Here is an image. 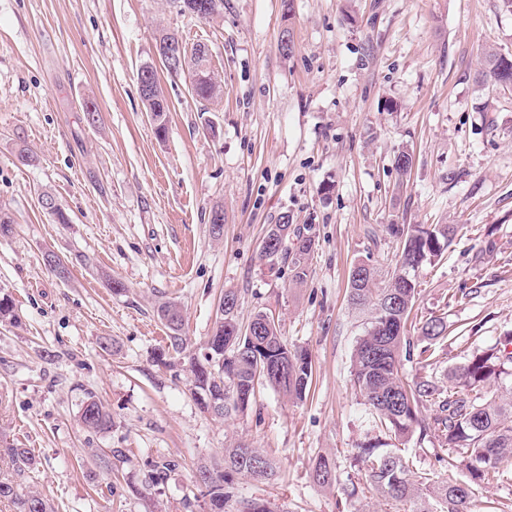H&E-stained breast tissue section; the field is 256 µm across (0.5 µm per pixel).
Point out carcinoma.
Instances as JSON below:
<instances>
[{"mask_svg":"<svg viewBox=\"0 0 512 512\" xmlns=\"http://www.w3.org/2000/svg\"><path fill=\"white\" fill-rule=\"evenodd\" d=\"M182 15L208 20L221 13L224 0H202L208 8L194 11L197 0H172ZM198 43L185 51L184 66L166 68L171 75L188 72L191 91L200 100H209L220 92L219 86L206 78L208 58L199 54ZM149 74L152 91H140L158 136L166 132L169 107L151 64L142 66L138 75ZM482 77L502 88L512 87V58L504 63L496 48L486 49ZM456 228L446 224H390L388 232L402 244L400 260L392 270L356 263L349 277L351 304L370 314L365 334L359 339L352 356L355 388L372 417V427L397 441H406L418 432L441 433L445 445L466 454L465 478L456 477L457 461L448 458L445 477L430 484L428 478L414 472L409 460L389 443L376 440L358 449L356 461L371 489L385 501L405 502L409 512H470L476 488L491 477L512 480V388L497 389L504 376L512 377V353L501 349L474 352L450 373L455 390H446L438 381L417 378L409 381L400 371L401 360L416 357L430 365L434 360L431 346L413 352L405 336L406 325L418 294L417 271L441 256L448 248ZM266 236L275 240L273 251L261 253L270 265L287 262L295 284H303L309 274L308 261L315 246L311 228L288 224V216L273 224ZM223 307L209 336L202 357L188 356L191 394L201 408L216 416H227L244 409L254 395L258 381L283 393L292 400H302L313 380V362L309 352L290 346L281 334L279 323H263L265 312H256L250 320L254 330L242 332L237 321V294L224 291ZM159 319H168L170 346L178 354L187 350L181 335L183 315L174 302L157 308ZM420 333L425 340L448 335L444 318L431 316L422 322ZM425 401L437 405V414L427 422L421 416ZM82 426L89 431L109 427L111 417L104 407L88 395L80 415ZM275 473L273 460L257 448L238 444L224 449L222 469L200 468L198 482L208 497L209 512H224L235 479H268ZM313 479L321 487L337 483L336 464L327 455L317 457ZM19 512H51L48 500L32 494L18 500ZM237 512H278L264 499L246 500Z\"/></svg>","mask_w":512,"mask_h":512,"instance_id":"obj_1","label":"carcinoma"}]
</instances>
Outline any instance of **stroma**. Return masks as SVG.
Listing matches in <instances>:
<instances>
[{"label": "stroma", "instance_id": "stroma-1", "mask_svg": "<svg viewBox=\"0 0 512 512\" xmlns=\"http://www.w3.org/2000/svg\"><path fill=\"white\" fill-rule=\"evenodd\" d=\"M163 29L209 46L221 93L199 100L188 78L159 70L161 139L138 71L155 62ZM489 45L512 56L502 0H293L289 14L282 0H224L207 21L168 0H0V209L15 220L0 237V295L18 316L0 322V480L53 512H208L196 475L242 441L265 450L277 476L237 480L228 512L240 498L280 512L377 504L347 494L363 483L353 456L370 435L351 376L365 322L348 303L353 264L394 267L402 244L389 225L459 228L420 270L407 329L419 342L439 315L448 338L434 365L402 361L405 376L445 378L512 335V91L479 84ZM403 149L405 176L394 165ZM47 195L70 223H56ZM283 217L315 235L300 287L287 264L271 271L260 258ZM47 251L68 280L46 268ZM228 290L240 324L276 314L288 344L309 350L303 401L260 384L245 411L200 409L187 356L200 354ZM166 300L182 309L187 354L157 317ZM90 394L108 429L82 427ZM12 448L34 465L18 471ZM321 454L336 462V487L311 477Z\"/></svg>", "mask_w": 512, "mask_h": 512}]
</instances>
